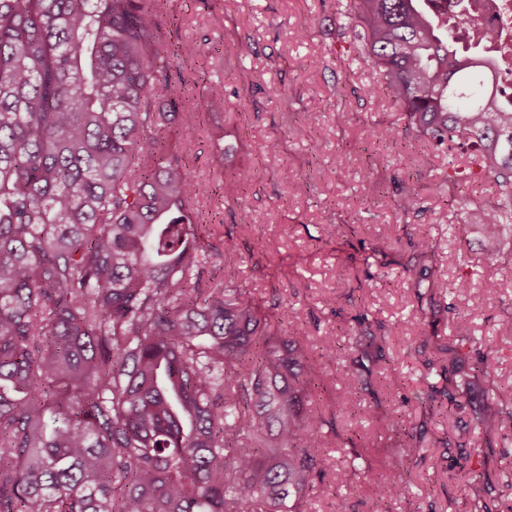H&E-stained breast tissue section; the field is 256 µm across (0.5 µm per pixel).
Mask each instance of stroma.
<instances>
[{
	"instance_id": "35a3bbf8",
	"label": "stroma",
	"mask_w": 512,
	"mask_h": 512,
	"mask_svg": "<svg viewBox=\"0 0 512 512\" xmlns=\"http://www.w3.org/2000/svg\"><path fill=\"white\" fill-rule=\"evenodd\" d=\"M351 0H157L170 49V78L178 109L196 113L184 138L178 122L163 130L166 154L178 157L197 185L199 235L214 258L211 273L246 289L260 311L278 319L293 307L295 329L322 356L311 400L324 429L354 446L326 450L318 495L305 512H471L469 490L479 482L488 512H512V427L491 442L475 429L489 400L480 376L448 385V350L456 346L457 318L472 317L469 364L495 367L503 397L512 396V236L489 239L463 221L461 202L492 200L494 186L479 182L449 191L447 155L407 134V116L382 88L377 71L357 59L347 26ZM224 84V101L211 103L207 85ZM286 88L283 97L272 86ZM379 122L397 140L378 142L365 126ZM280 142L278 153L265 149ZM248 180L237 198L224 196V178ZM414 188L420 208L398 202ZM431 237L429 255L414 244ZM232 241L231 258L217 256ZM467 255L469 265L459 264ZM435 268L447 279L431 289L416 271ZM471 286L457 290L458 278ZM496 281L487 292L486 281ZM371 329L384 355L372 377L353 393L363 412L343 411L339 373L354 369L351 336ZM435 398L424 411L420 397ZM398 415L406 435L381 433L378 419ZM412 439L414 449L400 446ZM376 475L399 471L406 488L378 502L354 457Z\"/></svg>"
}]
</instances>
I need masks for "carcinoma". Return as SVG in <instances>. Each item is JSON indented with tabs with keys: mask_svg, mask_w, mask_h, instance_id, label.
Listing matches in <instances>:
<instances>
[{
	"mask_svg": "<svg viewBox=\"0 0 512 512\" xmlns=\"http://www.w3.org/2000/svg\"><path fill=\"white\" fill-rule=\"evenodd\" d=\"M152 0H0V512H302L327 444L308 337L214 283L163 156L177 113ZM433 0H353L358 58L448 185L495 186L464 222L512 231V110ZM512 407L486 404V440ZM388 500L401 474L372 481Z\"/></svg>",
	"mask_w": 512,
	"mask_h": 512,
	"instance_id": "cac0c4a2",
	"label": "carcinoma"
}]
</instances>
